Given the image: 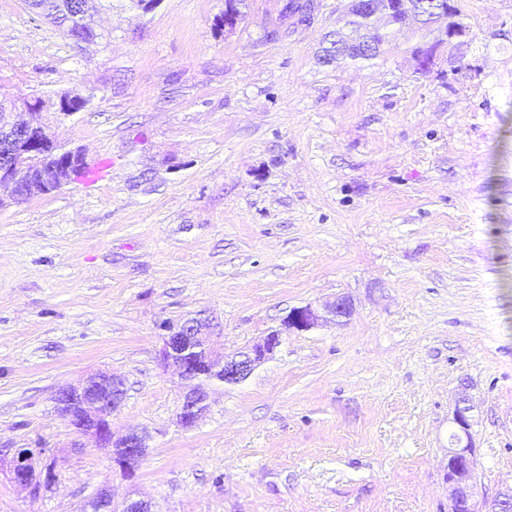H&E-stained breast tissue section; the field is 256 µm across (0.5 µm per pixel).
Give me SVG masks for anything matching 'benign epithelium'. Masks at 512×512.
<instances>
[{"instance_id":"obj_1","label":"benign epithelium","mask_w":512,"mask_h":512,"mask_svg":"<svg viewBox=\"0 0 512 512\" xmlns=\"http://www.w3.org/2000/svg\"><path fill=\"white\" fill-rule=\"evenodd\" d=\"M452 0H433L429 11L439 38L454 47L466 34V26L450 14ZM63 25L89 27L86 9L72 11L70 5L60 6ZM42 106L30 99L0 98V187L11 189L18 201L25 197L46 195L71 182L69 163L77 152L66 158L51 146L43 129L26 119L24 114L39 112ZM351 300L339 295L318 311L310 306L296 308L283 320L286 330L305 331L324 320L343 321L352 315ZM207 324L190 318L176 326H164L167 335L162 349V361L177 368L182 378L193 387L181 396L178 419L185 428L193 427L208 407V381L226 386L245 382L261 364L269 360L281 344L282 335L272 331L247 350L233 356L218 352ZM125 398L122 379L114 375H89L78 386L58 389L54 396L55 409L73 430L95 439L100 447L113 448L119 467H137L147 448L145 439L137 434L116 437L112 433V413ZM453 437L448 447V512H495L498 503L478 501L474 478L476 459L472 432L471 407L459 397L451 418ZM31 452L27 448L15 451L13 480L21 487L32 488L28 466Z\"/></svg>"}]
</instances>
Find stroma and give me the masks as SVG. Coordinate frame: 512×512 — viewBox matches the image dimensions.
I'll list each match as a JSON object with an SVG mask.
<instances>
[{
	"mask_svg": "<svg viewBox=\"0 0 512 512\" xmlns=\"http://www.w3.org/2000/svg\"><path fill=\"white\" fill-rule=\"evenodd\" d=\"M91 0L76 43L0 0V83L73 91L33 113L94 182L0 203V512H81L101 491L153 512H448V438L473 407L476 484L512 487V0H462L460 45L392 32L377 59L319 58L348 0ZM351 317L283 331L336 296ZM199 317L233 354L282 343L209 389L192 428L163 324ZM121 377L133 472L73 432L58 388ZM57 482L12 480L14 452Z\"/></svg>",
	"mask_w": 512,
	"mask_h": 512,
	"instance_id": "1",
	"label": "stroma"
}]
</instances>
